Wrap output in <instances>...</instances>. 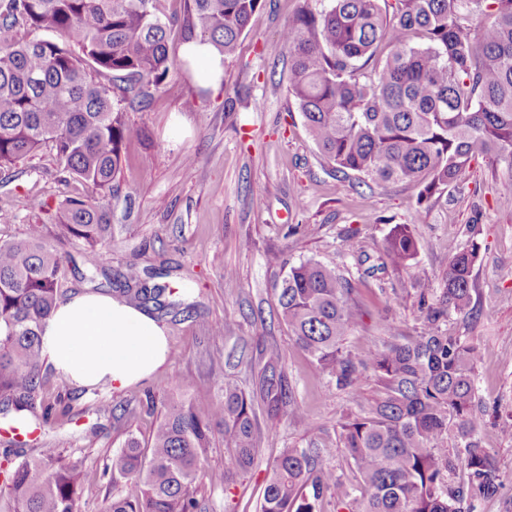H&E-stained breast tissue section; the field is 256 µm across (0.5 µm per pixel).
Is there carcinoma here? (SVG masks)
Returning a JSON list of instances; mask_svg holds the SVG:
<instances>
[{
  "mask_svg": "<svg viewBox=\"0 0 512 512\" xmlns=\"http://www.w3.org/2000/svg\"><path fill=\"white\" fill-rule=\"evenodd\" d=\"M156 2L0 0V169L49 146L61 173L112 191L123 147L142 135L125 121L124 106L142 109L159 94H179L170 69L190 70L170 56L168 29L176 25L184 41H207L228 58L264 5L183 0L182 13L164 20ZM312 2L302 0L280 45L290 61L288 92L333 173L406 183L421 202L459 184L477 151L512 165V0H325L319 10ZM20 24L33 36L6 39ZM41 30L57 38H41ZM56 218L64 233L86 243L81 279L95 293L112 292L109 257L98 248L112 237L106 208L69 197ZM418 248L406 224L385 240L396 270L409 268ZM477 257L475 245L456 253L440 293L416 289L419 330L358 355L343 345L362 318L345 278L307 259L282 281L278 310L295 343L355 400L339 443L364 486L356 512H470L497 486L495 460L477 437L481 353L448 329V313L473 314ZM61 265L40 224L24 239L0 242V421L12 428L41 429L70 415L62 399L43 395L42 331L61 299ZM162 276L145 280L130 268L119 292L161 314L190 310L182 299L162 300L169 286L151 282ZM261 362L250 396L226 382L213 396L163 402L149 465L140 441L128 436L112 471L129 491L107 512H195L190 489L217 439L224 469L208 475L210 484L227 487L254 467L261 456L254 400L301 416L282 352L272 347ZM366 372L377 386L371 399L358 391ZM450 439L464 455L445 445ZM268 469L261 512H320L331 491L338 507L349 498L317 451L290 448ZM458 469L467 480L451 489L448 476ZM0 473L13 512H75L77 466L63 463L59 449L9 461Z\"/></svg>",
  "mask_w": 512,
  "mask_h": 512,
  "instance_id": "1",
  "label": "carcinoma"
}]
</instances>
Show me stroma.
<instances>
[{
	"mask_svg": "<svg viewBox=\"0 0 512 512\" xmlns=\"http://www.w3.org/2000/svg\"><path fill=\"white\" fill-rule=\"evenodd\" d=\"M298 0H266L255 13L234 56L224 63L219 87L205 89L193 74L174 68L177 96H159L143 110L128 111L142 140L122 152L111 195L112 237L102 245L113 274L128 265L165 266L172 291L187 290L195 318L166 316L169 355L157 372L121 391L81 390L49 374L43 393L68 396L72 418L50 424L36 436L20 435L18 446L3 445L13 461L57 448L80 472L77 512H104L112 497L126 494L125 479L113 476L112 460L127 435L147 441L159 418L141 402H163L175 390L197 397L214 394L224 382L253 391L260 348L285 355L286 373L301 417L269 415L256 404L262 455L259 464L230 489L198 479V512H259L267 465L288 448L320 450L351 497L358 480L338 440L339 424L354 408L351 396L317 372L299 348L277 309V292L290 265L313 259L336 269L351 283L362 311L344 345L352 353L383 345L394 333H413L421 316L410 292L417 281L442 286L455 252L478 244L473 269L474 317L453 314L450 327L481 352L475 405L483 415L479 436L499 468L497 490L476 500L473 512H512V437L500 427L512 421V166L476 156L468 177L429 202L418 203L415 188L338 179L311 140L304 117L288 93V56L280 35ZM232 106H225V99ZM76 180L61 181L50 149L20 160L0 173V240L25 237L30 225L63 255L62 290L79 287L75 264L83 242L63 236L49 211L70 196L88 195ZM409 225L420 248L412 268H384V243L391 229ZM359 242L358 256L346 254L345 235ZM233 279H225V271ZM403 302H394V294ZM116 407L115 415L95 405Z\"/></svg>",
	"mask_w": 512,
	"mask_h": 512,
	"instance_id": "stroma-1",
	"label": "stroma"
}]
</instances>
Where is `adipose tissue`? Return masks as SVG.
I'll list each match as a JSON object with an SVG mask.
<instances>
[{"mask_svg": "<svg viewBox=\"0 0 512 512\" xmlns=\"http://www.w3.org/2000/svg\"><path fill=\"white\" fill-rule=\"evenodd\" d=\"M182 53L196 68L199 86L214 88L224 74L223 57L202 40ZM49 362L66 381L82 386H131L167 359L168 340L149 312L102 294L79 292L55 309L43 331Z\"/></svg>", "mask_w": 512, "mask_h": 512, "instance_id": "adipose-tissue-1", "label": "adipose tissue"}]
</instances>
